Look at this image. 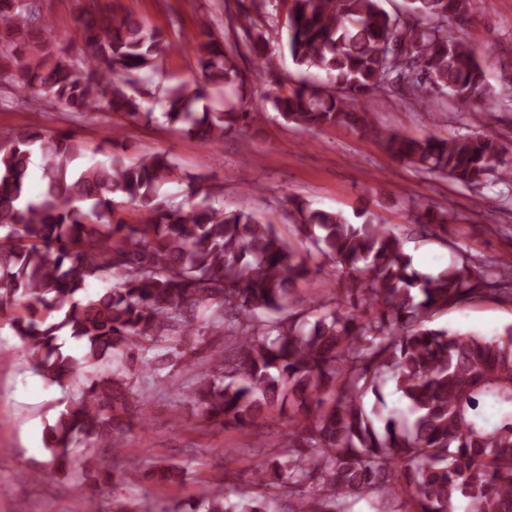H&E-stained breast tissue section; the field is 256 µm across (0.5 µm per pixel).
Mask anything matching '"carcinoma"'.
I'll use <instances>...</instances> for the list:
<instances>
[{"label":"carcinoma","instance_id":"obj_1","mask_svg":"<svg viewBox=\"0 0 512 512\" xmlns=\"http://www.w3.org/2000/svg\"><path fill=\"white\" fill-rule=\"evenodd\" d=\"M256 17L224 37L247 46L269 78L266 100L299 127L366 128L351 101L407 84L446 90L466 108L492 102L475 51L448 21L468 19L470 0H409L390 12L382 0H278L288 51L304 71L325 74L286 90L265 35V0ZM199 78L166 73L169 43L132 15L87 12L60 33L41 0H0V77L20 93L61 106L146 124L164 122L202 144L255 122L247 77L206 24L185 38ZM230 86L236 100L212 112L209 88ZM163 112L156 115L155 105ZM114 136L94 148L71 131L23 127L0 146V322L22 342L34 369L64 385L87 367L117 361L85 378L67 409L47 426L54 463L29 474L53 480L77 461L79 442L112 449L134 400L125 362L165 338L167 356L142 366L161 371L185 361L210 323L224 329L190 400L206 422L248 427L290 407L283 442L254 474L259 493L215 487L183 512H512V326L486 338L430 326L436 314L486 297L512 303V256L490 261L459 249L448 267L420 272L391 225L362 209L350 218L288 198L307 244L332 265V297L294 310L292 293L314 275L309 255L278 233L273 219L224 210V185L201 190L188 178L182 199L163 192L177 177L167 152L128 160ZM397 159L421 172L476 186L495 173L512 185V160L492 135L384 136ZM41 163L44 191L30 197L26 175ZM121 196L141 210L119 215ZM425 236L448 234L456 215L419 216ZM107 287L89 294L88 285ZM81 344L76 356L61 337ZM392 383L407 411L383 402ZM288 490V505L280 497Z\"/></svg>","mask_w":512,"mask_h":512}]
</instances>
